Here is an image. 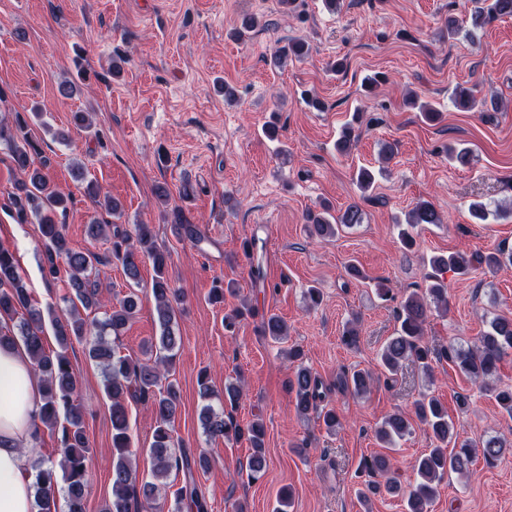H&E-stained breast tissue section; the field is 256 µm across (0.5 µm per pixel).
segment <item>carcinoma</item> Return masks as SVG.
I'll return each instance as SVG.
<instances>
[{"label":"carcinoma","mask_w":512,"mask_h":512,"mask_svg":"<svg viewBox=\"0 0 512 512\" xmlns=\"http://www.w3.org/2000/svg\"><path fill=\"white\" fill-rule=\"evenodd\" d=\"M498 16H512V0H474L471 27L481 29ZM451 99L463 111L471 110L475 104L471 91L460 85L454 87ZM408 105L418 109L424 122H436L441 118V112L430 104L411 99ZM27 126V115L20 112L16 113L11 125L0 121V147L7 152L19 175L15 191L9 196V214L19 224H26L33 218L39 221L43 238L40 255L42 274L49 280L66 277L71 296L66 298V314L52 318L60 350L50 354L44 347L42 314L31 305L26 285L17 271L14 253L0 245V345L20 336L35 371L41 375L44 396L40 422L58 427L67 512H86L90 444L83 429L82 413L74 403L77 379L67 350L73 341L81 342L89 336L93 337L88 342V356L104 370V389L111 402L112 419V501L104 506L102 512H151L155 509L159 494L158 480L166 478L174 470L190 476L193 469L210 466V460L206 457L193 459L185 453L177 455L171 451L179 392L175 384L169 381L168 374L174 369L181 337L176 331L178 322L174 308L180 295L172 288L168 277L170 254L157 246L148 224L136 225L133 236L117 226L113 227L111 248L104 255L73 249L63 226L54 219L57 213L67 210L70 197L52 184L47 161L35 163L38 149L25 132ZM85 193L96 207L113 215L121 214V202L104 193L96 182H88ZM171 216L177 234L191 240L200 238L195 225L187 222L181 210H171ZM361 220L362 212L356 204L348 206L338 217L332 216L327 207L323 213H311L307 217L311 232L323 239L333 237L341 227L359 224ZM439 223L441 217L431 203H417L408 212L406 226L399 231L401 243L406 248L412 247L415 244L412 229L419 224ZM145 258L151 261L154 272L151 294L160 334L148 342L144 351L147 358L134 359L121 354L107 341L104 331L109 329L113 335H119L138 308V293L130 290L118 306L107 310L100 283L91 278V274L97 270V266L116 261L121 264L129 283L137 286L140 264ZM476 264L491 270L512 265V250L498 248L471 257L450 253L429 258V265L434 270H452L462 275ZM432 304L448 308L447 288L436 276L424 293L411 292L401 301L396 315L398 327L380 353L383 368L395 374L404 363L410 362L428 373L433 370L434 363L449 361L466 378L480 383V387L490 393L498 407L512 416V388L497 387L489 382L497 374L499 363L512 351V318L494 316L489 321V329L478 342L466 349L452 344L438 350L424 340V324ZM262 328L263 334L274 341L287 337V326L276 314L263 318ZM302 356L300 348L293 346L288 349V358L296 363L294 381L290 382V389L295 391V409L300 415L306 416L318 409V402L325 395L318 375L302 365ZM371 382L372 374L365 370H342L336 374V390L356 396L367 394ZM242 398L243 390L238 384L229 382L224 385V405L235 409ZM129 400L150 406L155 418L153 441L148 448L153 460L151 481L139 479L131 466ZM199 422L209 439L238 441L247 437L250 448L248 477L251 480L261 477L266 467L262 423L256 421L244 430L233 416L219 413L209 404L201 409ZM418 423L427 427L436 446L417 458L414 465L417 475L415 483L407 489L403 488L392 472L390 456L373 455L362 463V470L370 477L365 490L359 492L363 504H368L370 496L385 492L404 498L406 512H427L428 505L436 496L437 485L445 474L466 475L479 458L486 466L494 467L507 451L506 443L497 436L459 439L454 433L448 409L438 398L428 394L414 401L413 415L397 412L385 417L375 430L376 438L382 447L391 449L397 440L411 434ZM380 477L384 478V482L378 481ZM36 484L39 512H56L58 481L54 468H39ZM185 507L190 512H208L207 503L192 479L175 493L173 512H182Z\"/></svg>","instance_id":"obj_1"}]
</instances>
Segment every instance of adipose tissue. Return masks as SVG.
Here are the masks:
<instances>
[{"label":"adipose tissue","instance_id":"adipose-tissue-1","mask_svg":"<svg viewBox=\"0 0 512 512\" xmlns=\"http://www.w3.org/2000/svg\"><path fill=\"white\" fill-rule=\"evenodd\" d=\"M43 403L23 342L0 346V512H34L35 483L30 447Z\"/></svg>","mask_w":512,"mask_h":512}]
</instances>
